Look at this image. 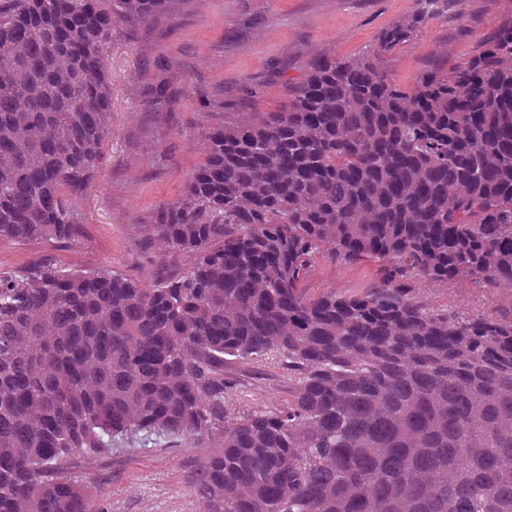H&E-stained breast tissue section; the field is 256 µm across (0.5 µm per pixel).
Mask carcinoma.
Instances as JSON below:
<instances>
[{
  "label": "carcinoma",
  "mask_w": 512,
  "mask_h": 512,
  "mask_svg": "<svg viewBox=\"0 0 512 512\" xmlns=\"http://www.w3.org/2000/svg\"><path fill=\"white\" fill-rule=\"evenodd\" d=\"M169 0H0V237L62 244L101 164L112 20ZM288 102L204 133L151 236L191 263L0 270V512H91L114 444L202 448L207 512H512V299L430 307L425 282L512 288V16L412 91L380 66L448 0ZM378 263L312 295L318 258ZM274 356L288 402L225 420V368Z\"/></svg>",
  "instance_id": "carcinoma-1"
}]
</instances>
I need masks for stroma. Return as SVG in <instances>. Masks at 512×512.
<instances>
[{
	"instance_id": "obj_1",
	"label": "stroma",
	"mask_w": 512,
	"mask_h": 512,
	"mask_svg": "<svg viewBox=\"0 0 512 512\" xmlns=\"http://www.w3.org/2000/svg\"><path fill=\"white\" fill-rule=\"evenodd\" d=\"M418 8L417 0H169L141 25L114 22L107 48L112 111L102 160L91 185L72 201L79 232L61 245L0 238V270L42 261L76 269L112 265L140 287L189 263L171 259L149 224L177 202L203 161V134L280 109L318 57L372 54L378 35ZM512 0H448L382 67L396 85L414 90L423 70L464 62L505 16ZM164 98H155L156 89ZM377 265L318 261L310 293L369 285ZM419 297L462 313L486 304L467 280L424 284ZM236 385L225 396L228 418L269 411L288 397L276 365L229 366ZM194 448H118L89 489L96 512H205L193 484Z\"/></svg>"
}]
</instances>
